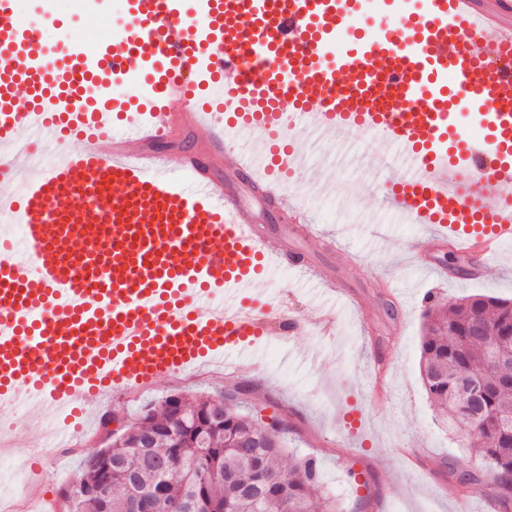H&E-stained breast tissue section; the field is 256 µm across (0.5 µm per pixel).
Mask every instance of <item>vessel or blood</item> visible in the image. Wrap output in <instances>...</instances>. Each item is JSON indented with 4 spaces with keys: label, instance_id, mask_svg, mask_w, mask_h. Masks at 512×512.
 <instances>
[{
    "label": "vessel or blood",
    "instance_id": "vessel-or-blood-1",
    "mask_svg": "<svg viewBox=\"0 0 512 512\" xmlns=\"http://www.w3.org/2000/svg\"><path fill=\"white\" fill-rule=\"evenodd\" d=\"M97 48L51 57L57 13L21 23L0 0V412L45 410L79 429L115 391L209 361L246 364L295 335L286 307L249 304L256 278L301 268L259 232L225 169L290 199L299 135L358 131L399 146L393 210L475 261L512 244V0H127ZM366 14L378 28L357 24ZM494 39H487L488 31ZM207 98L195 91L199 69ZM120 79L124 107L97 99ZM182 101L183 112L171 111ZM477 112L479 133L459 124ZM200 137L204 156L163 150ZM59 147L45 167L36 153Z\"/></svg>",
    "mask_w": 512,
    "mask_h": 512
}]
</instances>
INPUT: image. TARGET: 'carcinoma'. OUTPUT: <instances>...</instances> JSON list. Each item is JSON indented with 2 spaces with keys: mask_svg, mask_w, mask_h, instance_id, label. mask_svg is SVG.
I'll use <instances>...</instances> for the list:
<instances>
[{
  "mask_svg": "<svg viewBox=\"0 0 512 512\" xmlns=\"http://www.w3.org/2000/svg\"><path fill=\"white\" fill-rule=\"evenodd\" d=\"M421 345V376L428 394L442 408L448 428L468 427L471 453L491 479L494 497L503 512H512V390L498 384L487 369L488 344L493 335L509 340L512 303L487 296L462 298L425 313ZM484 382L485 394L477 409L459 396L463 379ZM210 399L183 397L184 415L163 402L135 419L124 434L112 440V459L120 469L112 476V512H128L127 475L135 474L140 489L154 491L164 485L160 512H186L196 497L194 512H208L215 503L222 512H336V502L318 492L316 465L311 459L286 461L285 429L262 426L241 410L232 394L224 396V425L201 435V446L214 449L202 456L194 448L175 447L183 423H191ZM153 433L155 447H137L139 435ZM170 458L158 472L147 457Z\"/></svg>",
  "mask_w": 512,
  "mask_h": 512,
  "instance_id": "1",
  "label": "carcinoma"
}]
</instances>
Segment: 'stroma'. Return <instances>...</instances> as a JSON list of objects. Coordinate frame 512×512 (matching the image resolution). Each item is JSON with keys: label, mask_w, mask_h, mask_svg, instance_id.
<instances>
[{"label": "stroma", "mask_w": 512, "mask_h": 512, "mask_svg": "<svg viewBox=\"0 0 512 512\" xmlns=\"http://www.w3.org/2000/svg\"><path fill=\"white\" fill-rule=\"evenodd\" d=\"M66 34L49 29L51 50L63 36L88 46L121 29L126 0H107L93 14L76 0H55ZM313 165L298 178L296 191L316 224L341 239L360 259L349 263L322 241L305 236L290 218L261 198L245 194L254 222L284 237L291 250L333 276L346 297L334 309L332 336H318L313 320L322 305L320 292L300 273L281 271L256 281L251 295L261 302L291 307L303 322L294 336L259 341L258 357L246 369L204 367L160 380L139 394H118L101 405L111 427L99 419L83 425L74 448L54 445L52 429L18 416L16 426L0 433V499L13 512H28L48 475L50 491L60 496L78 481L84 460L107 447L108 430H121L143 407L168 395L217 399L244 390V400L260 424L277 419L288 428L289 458L314 459L321 489L336 500L337 512H497L486 481L460 494L451 467L479 470L462 435L449 432L430 400L420 373L424 295L439 305L485 295L512 301V247L476 280L448 278L440 245L428 246L421 261L411 249L422 227L391 224L388 234L372 235L373 225L389 217L379 183L384 171L400 169L401 158L388 145L360 133L332 143L302 140Z\"/></svg>", "instance_id": "1"}]
</instances>
